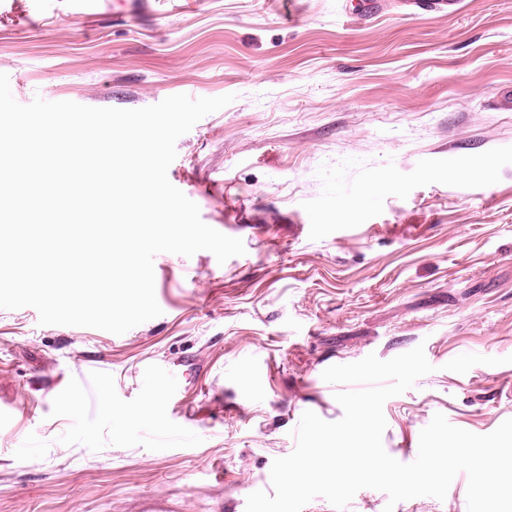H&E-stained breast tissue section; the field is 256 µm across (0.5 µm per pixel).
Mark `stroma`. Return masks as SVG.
I'll return each instance as SVG.
<instances>
[{"label":"stroma","mask_w":512,"mask_h":512,"mask_svg":"<svg viewBox=\"0 0 512 512\" xmlns=\"http://www.w3.org/2000/svg\"><path fill=\"white\" fill-rule=\"evenodd\" d=\"M0 0V72L13 97L137 109L234 95L176 143L170 182L244 255L154 258L160 316L124 334L43 326L0 309V512H245L305 411L343 416L329 366L424 345L433 372L384 404L382 442L414 461L435 414L475 434L512 418V0L427 16L384 0ZM158 359H192L191 448L117 431ZM81 399L78 410L69 398ZM445 499L394 512H467Z\"/></svg>","instance_id":"1"}]
</instances>
